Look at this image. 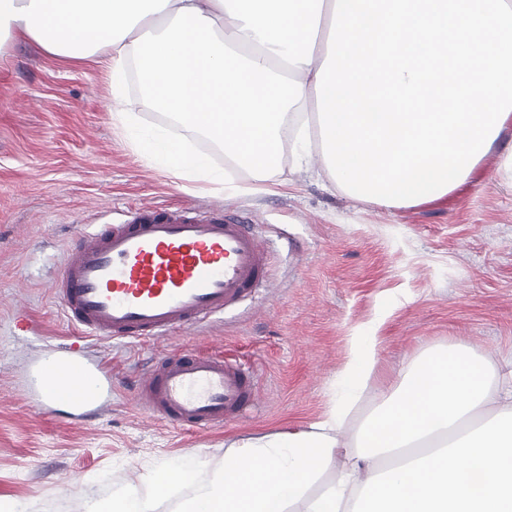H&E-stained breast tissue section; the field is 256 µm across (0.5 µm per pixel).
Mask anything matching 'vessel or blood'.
<instances>
[{
    "label": "vessel or blood",
    "instance_id": "vessel-or-blood-1",
    "mask_svg": "<svg viewBox=\"0 0 512 512\" xmlns=\"http://www.w3.org/2000/svg\"><path fill=\"white\" fill-rule=\"evenodd\" d=\"M268 255L241 223L190 207L145 205L106 230L82 231L64 253L52 295L80 334L160 341L198 325L254 293L268 276ZM111 379L112 367L72 350L36 372L81 404L88 369ZM258 379L223 355L175 352L143 375L137 406L183 427H221L257 403Z\"/></svg>",
    "mask_w": 512,
    "mask_h": 512
}]
</instances>
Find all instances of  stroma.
<instances>
[{
  "label": "stroma",
  "instance_id": "1",
  "mask_svg": "<svg viewBox=\"0 0 512 512\" xmlns=\"http://www.w3.org/2000/svg\"><path fill=\"white\" fill-rule=\"evenodd\" d=\"M128 97L142 129L190 139L223 184L179 179L149 164L112 122L101 66H76L18 37L0 61V496L27 512H85L92 499L162 462L196 454L221 465L234 442L308 429L328 412L349 338L376 329L377 371L345 426L355 440L396 389L401 370L451 346L512 360V175L500 168L512 129L453 194L388 210L351 201L318 148L284 149L272 185ZM214 207L249 224L270 257L267 284L245 304L165 342L87 340L111 361L107 411L74 415L42 402L34 367L71 329L51 296L63 254L80 231L125 219L137 205ZM33 323L16 335L12 315ZM224 353L260 376L253 413L220 429L177 431L142 414L135 379L176 350Z\"/></svg>",
  "mask_w": 512,
  "mask_h": 512
}]
</instances>
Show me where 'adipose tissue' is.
I'll return each mask as SVG.
<instances>
[{"instance_id": "obj_1", "label": "adipose tissue", "mask_w": 512, "mask_h": 512, "mask_svg": "<svg viewBox=\"0 0 512 512\" xmlns=\"http://www.w3.org/2000/svg\"><path fill=\"white\" fill-rule=\"evenodd\" d=\"M21 36L94 60L112 120L174 176L220 183L206 156L138 129L136 70L152 103L228 156L273 170L285 143L317 141L351 197L388 209L467 183L512 126V0H0V48ZM379 338H350L335 400L310 429L232 445L218 468L182 455L86 512H155L170 479L180 512H512V362L451 347L405 368L396 395L344 438ZM336 478L314 497L324 464Z\"/></svg>"}]
</instances>
